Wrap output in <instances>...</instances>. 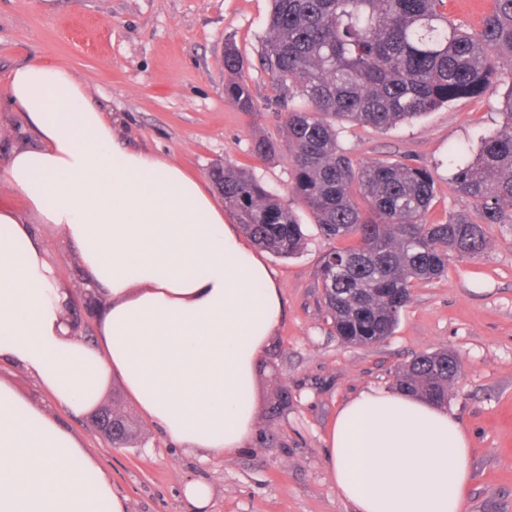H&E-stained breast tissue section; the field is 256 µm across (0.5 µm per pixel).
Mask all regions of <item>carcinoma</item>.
Segmentation results:
<instances>
[{
	"mask_svg": "<svg viewBox=\"0 0 512 512\" xmlns=\"http://www.w3.org/2000/svg\"><path fill=\"white\" fill-rule=\"evenodd\" d=\"M443 6L444 0H272L260 59L284 109L292 195L322 235L338 242L322 255L319 276L327 316L346 344L387 339L414 282L441 277L452 254L483 253L484 225L512 223V92L502 101L506 125L453 174L477 222L458 216L428 223L434 179L427 169L356 163L338 143V124L386 129L411 121L482 95L501 62L512 65V0H494L475 33L455 24ZM240 69L239 55L227 50L224 96L254 112ZM210 174L224 207L256 245L280 258L300 253L304 234L291 205L245 168L216 164ZM456 367L447 350L417 355L395 372V386L444 404Z\"/></svg>",
	"mask_w": 512,
	"mask_h": 512,
	"instance_id": "1",
	"label": "carcinoma"
}]
</instances>
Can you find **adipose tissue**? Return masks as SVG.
<instances>
[{"instance_id": "ef3b65f1", "label": "adipose tissue", "mask_w": 512, "mask_h": 512, "mask_svg": "<svg viewBox=\"0 0 512 512\" xmlns=\"http://www.w3.org/2000/svg\"><path fill=\"white\" fill-rule=\"evenodd\" d=\"M7 101L36 143L17 141L0 167L24 200L0 207V367L75 414L119 380L172 444L237 454L255 431L259 358L284 318L274 271L199 178L122 142L70 67H16ZM41 224L75 250L96 301L93 341L69 317L75 291ZM325 445L353 512H464L470 439L435 402L362 390L339 407ZM126 509L82 439L0 378V512Z\"/></svg>"}]
</instances>
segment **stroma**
I'll list each match as a JSON object with an SVG mask.
<instances>
[{
    "instance_id": "35a3bbf8",
    "label": "stroma",
    "mask_w": 512,
    "mask_h": 512,
    "mask_svg": "<svg viewBox=\"0 0 512 512\" xmlns=\"http://www.w3.org/2000/svg\"><path fill=\"white\" fill-rule=\"evenodd\" d=\"M269 0H0V92L17 66L49 58L73 69L92 100L111 115L122 140L168 156L206 178L217 161L244 163L284 202L292 166L283 150V116L259 54ZM235 47L256 112L224 97V52ZM512 68L492 87L388 129L344 124L339 144L356 161H411L431 172L435 197L426 215L441 224L474 205L456 193L453 166L472 160L506 117L501 97ZM279 143L254 155L256 139ZM295 210L306 247L293 258L268 256L282 288L285 318L263 353L256 380V437L232 458L206 460L173 447L148 425L119 381L102 404L128 414L141 430L135 447L105 448L90 415L51 412L78 434L128 501V512H188L184 481L213 490L208 512H349L329 476L324 437L343 402L369 388H392L396 369L415 355L455 353L463 375L448 398L472 442L474 481L466 512H512V223L486 227L474 258L450 256L447 272L414 283L392 336L370 346L344 344L328 319L318 276L329 243L303 205ZM291 403L276 418L267 408L278 388Z\"/></svg>"
}]
</instances>
